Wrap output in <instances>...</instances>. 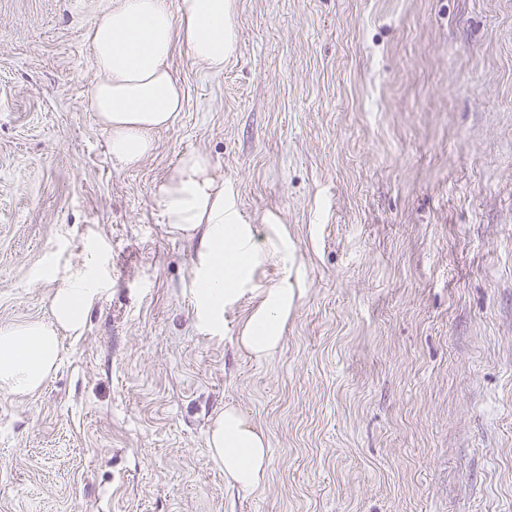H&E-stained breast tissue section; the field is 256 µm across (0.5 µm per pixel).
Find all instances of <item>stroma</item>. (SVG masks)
<instances>
[{
	"label": "stroma",
	"mask_w": 512,
	"mask_h": 512,
	"mask_svg": "<svg viewBox=\"0 0 512 512\" xmlns=\"http://www.w3.org/2000/svg\"><path fill=\"white\" fill-rule=\"evenodd\" d=\"M114 0H0V326L55 265L107 284L43 387L0 390V512H512V0H236L237 57L177 46L185 107L139 166L83 99ZM207 153L240 223L288 233L295 308L256 361L242 295L196 315V242L158 184ZM266 433L241 497L207 429Z\"/></svg>",
	"instance_id": "35a3bbf8"
}]
</instances>
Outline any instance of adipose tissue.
Segmentation results:
<instances>
[{
	"mask_svg": "<svg viewBox=\"0 0 512 512\" xmlns=\"http://www.w3.org/2000/svg\"><path fill=\"white\" fill-rule=\"evenodd\" d=\"M234 12L235 0H116L94 18L88 41L96 80L83 106L106 132L114 163L139 165L154 150V133L183 112V87L171 65L176 45L215 73L235 56ZM157 194L172 232L200 242L196 306L210 322H222L225 307L252 287L262 263L287 262V234L276 227L264 242H256L250 225L237 222L224 198V181L206 153L184 155ZM60 280L50 299V322L0 327V390H39L58 364L60 332H81L103 287L95 248L86 249L80 265L62 270ZM294 299L284 282L263 290L239 330L238 348L259 361L273 357L282 346ZM207 444L227 485L244 495L262 485L268 439L241 410L225 407L210 425Z\"/></svg>",
	"mask_w": 512,
	"mask_h": 512,
	"instance_id": "adipose-tissue-1",
	"label": "adipose tissue"
}]
</instances>
